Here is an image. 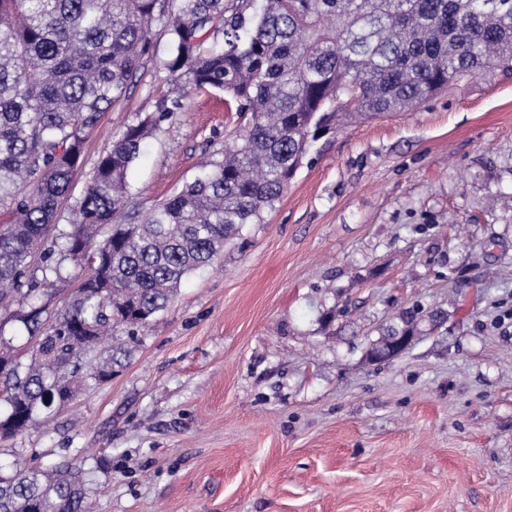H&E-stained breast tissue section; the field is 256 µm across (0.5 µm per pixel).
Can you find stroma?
I'll return each mask as SVG.
<instances>
[{
	"instance_id": "1",
	"label": "stroma",
	"mask_w": 512,
	"mask_h": 512,
	"mask_svg": "<svg viewBox=\"0 0 512 512\" xmlns=\"http://www.w3.org/2000/svg\"><path fill=\"white\" fill-rule=\"evenodd\" d=\"M166 91L147 64L103 115L61 223ZM184 105L129 172L138 201L191 182L234 125L223 95ZM415 305L446 319L370 359ZM115 340L111 380L0 439V474L77 462L95 512H512V77L346 118L263 223Z\"/></svg>"
}]
</instances>
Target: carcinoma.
<instances>
[{
    "label": "carcinoma",
    "mask_w": 512,
    "mask_h": 512,
    "mask_svg": "<svg viewBox=\"0 0 512 512\" xmlns=\"http://www.w3.org/2000/svg\"><path fill=\"white\" fill-rule=\"evenodd\" d=\"M169 93L125 125L59 224L84 144L118 105L154 39ZM512 72V0H0V343L20 323L37 347L0 371V428L18 433L112 378V329L147 328L182 281L259 224L339 103L362 117L407 111L466 76ZM224 93L236 126L194 180L142 210L127 173L178 119L191 90ZM83 254L78 294L48 322L44 298ZM442 315L409 308L386 335ZM0 512H92L81 468L0 476Z\"/></svg>",
    "instance_id": "1"
}]
</instances>
